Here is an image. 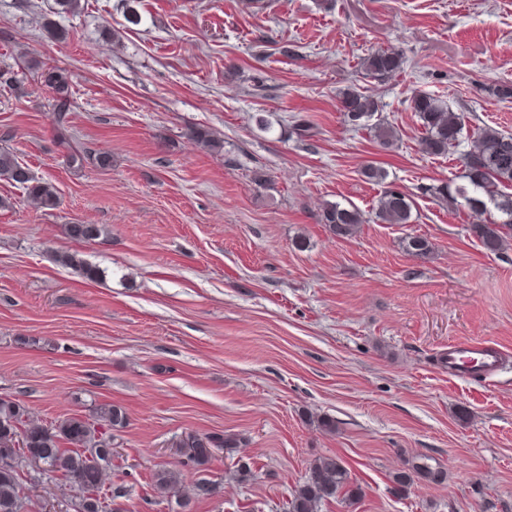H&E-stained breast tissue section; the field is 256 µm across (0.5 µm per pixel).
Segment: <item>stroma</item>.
<instances>
[{"label":"stroma","mask_w":512,"mask_h":512,"mask_svg":"<svg viewBox=\"0 0 512 512\" xmlns=\"http://www.w3.org/2000/svg\"><path fill=\"white\" fill-rule=\"evenodd\" d=\"M81 4L56 42L41 28L54 0H0V147L58 195L36 209L0 180V399L44 424L121 406L104 490L134 512H180L152 474L191 483L176 448L190 432L238 445L216 450L217 492L189 512H287L321 455L362 489L321 512H512V248L486 253L472 213L430 193L463 173L465 149L422 152L409 105L433 92L465 133H512V101L488 93L512 84V0H136V25L121 0ZM386 47L403 71L364 77L362 59ZM50 67L74 75L80 170L40 78ZM351 85L377 99L391 149L346 122ZM194 127L223 150L197 146ZM369 163L411 193L415 221L337 238L322 207L371 214L383 184L362 176ZM70 224L108 234L79 242ZM410 233L430 257L404 252ZM474 338L503 362L456 379L442 355ZM240 460L254 481H237ZM19 483L24 512H76L70 483L32 465ZM57 262L63 266L73 268L87 281H97L102 277V271L98 267L83 261L76 254L60 253L57 255Z\"/></svg>","instance_id":"obj_1"}]
</instances>
